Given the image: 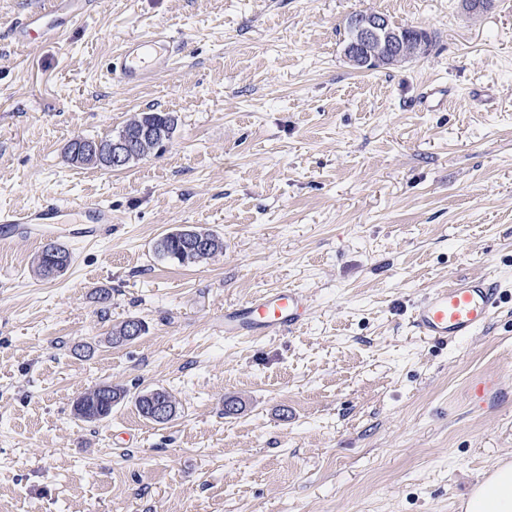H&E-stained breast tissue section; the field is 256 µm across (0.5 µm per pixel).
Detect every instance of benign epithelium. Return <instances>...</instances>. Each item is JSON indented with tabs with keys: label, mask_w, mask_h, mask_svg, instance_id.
<instances>
[{
	"label": "benign epithelium",
	"mask_w": 512,
	"mask_h": 512,
	"mask_svg": "<svg viewBox=\"0 0 512 512\" xmlns=\"http://www.w3.org/2000/svg\"><path fill=\"white\" fill-rule=\"evenodd\" d=\"M352 32L351 39L344 45V54L352 65L366 67L380 64L384 60L404 62L416 55L420 41L403 29L393 27L389 20L379 13L353 14L347 19ZM132 141L126 135L115 139L107 146L98 141L74 140L77 154L104 153L112 161V167H123L132 155Z\"/></svg>",
	"instance_id": "7a95c632"
}]
</instances>
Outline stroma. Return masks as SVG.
I'll list each match as a JSON object with an SVG mask.
<instances>
[{
	"mask_svg": "<svg viewBox=\"0 0 512 512\" xmlns=\"http://www.w3.org/2000/svg\"><path fill=\"white\" fill-rule=\"evenodd\" d=\"M50 2L0 0V209L96 201L112 229L68 216L0 242V512H463L512 455V303L448 344L410 317L458 277L512 290V0H96L62 45L16 43L7 23ZM359 12L426 30L428 53L356 69ZM156 31L180 45L168 68L110 80L113 50ZM139 112L178 119L156 154L67 163ZM176 227L223 254L162 259ZM50 241L73 261L48 281ZM279 288L306 295L301 326L225 338V308ZM132 317L147 333L112 344ZM100 385L129 395L78 418ZM152 388L171 422L138 412ZM72 254L68 248L56 242H50L43 246L37 260V272L43 279H55L61 275L71 264ZM56 269L55 276L50 271ZM125 397V390L102 385L80 395L75 401L74 411L82 419L102 421L112 414V407ZM153 391H156L157 396H161L158 400L150 399L151 406L153 407V412H154L153 419L156 421L164 422L169 418L170 413H171V403L165 398H169L174 402V411L172 413V416L166 422H168V421L172 420L174 417H176L177 413H178L177 403L173 399L172 395L163 389H152L149 391L147 390L142 393H139L135 399V403H136L139 413L144 418L155 422L149 416L150 415V413L148 412L149 402H148V398L146 397V395L148 393H151ZM162 397H165V398H162ZM155 423H157V422H155Z\"/></svg>",
	"mask_w": 512,
	"mask_h": 512,
	"instance_id": "1",
	"label": "stroma"
}]
</instances>
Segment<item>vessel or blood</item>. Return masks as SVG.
Instances as JSON below:
<instances>
[{
    "label": "vessel or blood",
    "mask_w": 512,
    "mask_h": 512,
    "mask_svg": "<svg viewBox=\"0 0 512 512\" xmlns=\"http://www.w3.org/2000/svg\"><path fill=\"white\" fill-rule=\"evenodd\" d=\"M63 34L53 12L35 11L15 27L18 43L36 40L57 42ZM171 54L169 39L162 34L125 40L106 67L111 79L136 86L166 69ZM93 214L97 223L112 221V210L102 203H76L66 207L58 203L38 204L24 212H0L1 224H50L66 211ZM512 292L491 276H469L452 280L437 288L413 306L412 325L424 338L456 341L483 330L492 314L506 302ZM306 296L295 288H281L263 293L244 304L224 311V334L227 337L280 336L300 326L308 313Z\"/></svg>",
    "instance_id": "1"
}]
</instances>
